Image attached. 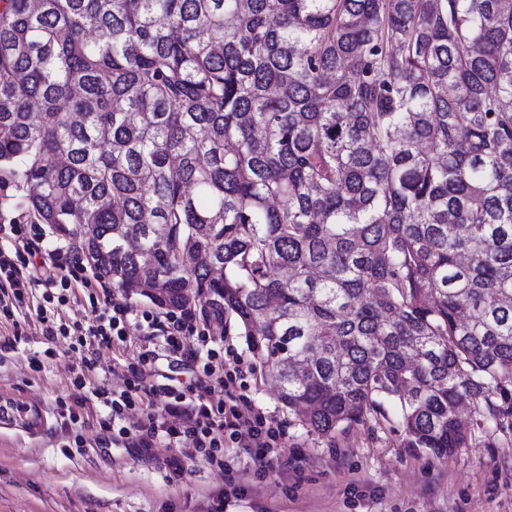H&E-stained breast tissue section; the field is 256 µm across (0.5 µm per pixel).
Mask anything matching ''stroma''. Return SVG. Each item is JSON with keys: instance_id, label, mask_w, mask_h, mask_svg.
I'll return each instance as SVG.
<instances>
[{"instance_id": "stroma-1", "label": "stroma", "mask_w": 512, "mask_h": 512, "mask_svg": "<svg viewBox=\"0 0 512 512\" xmlns=\"http://www.w3.org/2000/svg\"><path fill=\"white\" fill-rule=\"evenodd\" d=\"M37 301L0 313V512H512V431L463 418L469 441L445 457L408 448L396 417L338 431L335 443L310 432L278 401L276 387L239 329L213 333V346L240 355L249 371L242 395L285 430L279 459L260 469L242 448L217 466L180 457L165 436L148 451L101 449L108 408L78 409L74 382L87 368L70 338L41 334ZM144 330L131 325L123 345L102 347L92 382L122 389ZM180 457L181 471L169 461ZM243 485L245 496L234 493Z\"/></svg>"}]
</instances>
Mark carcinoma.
I'll use <instances>...</instances> for the list:
<instances>
[{"label": "carcinoma", "mask_w": 512, "mask_h": 512, "mask_svg": "<svg viewBox=\"0 0 512 512\" xmlns=\"http://www.w3.org/2000/svg\"><path fill=\"white\" fill-rule=\"evenodd\" d=\"M0 224L446 456L512 426V0H0Z\"/></svg>", "instance_id": "1"}]
</instances>
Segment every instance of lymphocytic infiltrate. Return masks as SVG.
<instances>
[{"instance_id": "obj_1", "label": "lymphocytic infiltrate", "mask_w": 512, "mask_h": 512, "mask_svg": "<svg viewBox=\"0 0 512 512\" xmlns=\"http://www.w3.org/2000/svg\"><path fill=\"white\" fill-rule=\"evenodd\" d=\"M43 237L44 230L37 224H0V311L9 312L11 306L23 302L26 295L44 289V303L36 309L43 336H76L77 348L87 368H94L100 347L125 340L134 311L125 300L113 294L101 273H88L77 254L68 255L66 261H58L44 249ZM78 282L93 284L96 289L95 295L89 298L93 318L69 325L57 322L54 312L48 311L47 302L55 300L62 306L77 303L74 285ZM143 319L147 324L148 341L162 337V349L150 348L148 343L141 346L136 362L127 366L123 390L110 392L96 387L91 391L92 396L110 407L116 416L145 402L148 397L160 398L159 411L148 413L136 431L119 430L118 444L125 448L148 449L153 439L163 432L174 440L184 456H203L216 464L222 463L224 449L229 444L252 449L253 459L259 465L277 458L284 437L282 424L260 411L243 416L236 403L215 407L206 403V395L214 389L232 394L244 378L238 362H219L218 351H210L211 361L202 367L205 382L186 384L171 376L166 382L145 386L144 378L160 355L177 361H193L198 351L186 343L194 327L193 312L147 313Z\"/></svg>"}]
</instances>
